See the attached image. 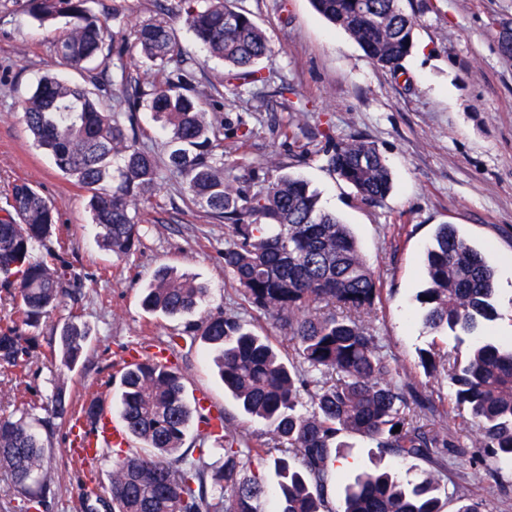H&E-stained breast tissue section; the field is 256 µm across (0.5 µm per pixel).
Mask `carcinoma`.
Segmentation results:
<instances>
[{
  "label": "carcinoma",
  "instance_id": "cac0c4a2",
  "mask_svg": "<svg viewBox=\"0 0 512 512\" xmlns=\"http://www.w3.org/2000/svg\"><path fill=\"white\" fill-rule=\"evenodd\" d=\"M27 0L40 27L66 19L56 42L60 65L91 70L99 63L122 71L118 91L124 120L103 105L93 88L43 76L23 102V121L36 145L57 169L91 193L92 223L102 229L103 247L117 257L131 253L144 211L152 205L166 171L182 179L186 203L207 208L227 225L224 269L256 312L276 320L294 344L299 365L283 362L267 338L247 328L234 312L220 311L168 337L174 351L200 338L219 352V375L243 412L262 420L270 441L254 446L237 435L238 426L220 412L198 408L210 427L202 441L224 445L219 460L202 462L183 450L192 423L178 367L146 360L119 370L120 412L140 448L112 459L109 512H262L274 494L277 512H335L329 490L340 458L336 439L362 434L399 458H421L438 473L448 453L462 451L461 434L435 424V408L411 383H395L397 369L384 355L366 321L381 296L379 277L367 263L347 225L318 208V195L299 177L281 175L266 191L251 194L246 176L224 175V116L209 112L189 82L195 61L174 33L182 20L215 59L224 63V82L264 84L259 65L271 53L261 26L234 0H169L160 17L133 23L126 0ZM323 17L342 29L377 66L398 71L411 54L414 13L401 0H312ZM133 53L149 81L131 79L124 57ZM145 107L169 133L164 157L152 152L148 131L138 121ZM328 166L367 202L392 190V174L372 143L351 138L332 149ZM0 288L11 298L14 318L0 325V364L15 376L13 403L33 409L22 388L34 358L36 328L71 296L63 243L47 245L57 223L54 208L26 182L12 186L1 207ZM45 249L33 258L38 247ZM425 288L420 304L435 331L475 333L497 315L492 303L494 270L484 255L456 230L439 225L425 253ZM207 288L188 273L158 267L142 291L145 310L167 317L190 314L206 302ZM89 331L72 314L49 352L50 362L73 370ZM428 371L448 373L456 406L477 426L473 442L501 463L512 462V344L486 334L461 357L435 347L421 355ZM314 407L297 410L302 395ZM45 421L51 429H74L104 408L98 396L68 411L57 388ZM20 417L0 416V475L7 490L43 504L51 492L43 473L46 446ZM400 431L393 432L395 426ZM273 460L275 488L265 484L255 461ZM434 478L406 486L389 472L367 473L344 490L340 512H442L433 495Z\"/></svg>",
  "mask_w": 512,
  "mask_h": 512
}]
</instances>
